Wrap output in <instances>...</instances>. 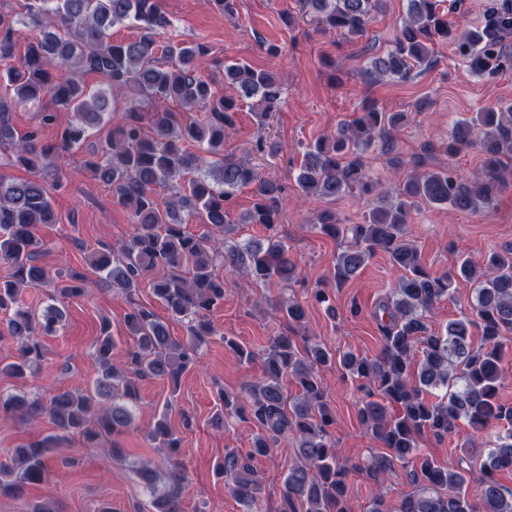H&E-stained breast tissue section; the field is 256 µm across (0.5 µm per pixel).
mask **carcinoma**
I'll list each match as a JSON object with an SVG mask.
<instances>
[{"instance_id":"cac0c4a2","label":"carcinoma","mask_w":512,"mask_h":512,"mask_svg":"<svg viewBox=\"0 0 512 512\" xmlns=\"http://www.w3.org/2000/svg\"><path fill=\"white\" fill-rule=\"evenodd\" d=\"M301 11L311 13L327 33L348 38L363 35L370 12L380 0H299ZM439 0H408L406 18L391 46L373 57L366 73L374 80L410 78L414 67L427 63L435 38H448V16L438 10ZM17 23L0 19V145L14 149L15 162L33 173L30 179L0 175V263L8 265L10 279L0 281V310L12 311L10 335L18 356L4 370L23 378L43 355L41 337L62 327L64 309L48 306L42 317L20 304L27 288L53 285L63 297L86 292L88 281L76 274L49 276L38 263L44 253L39 235L43 224L56 223L52 195L42 174L55 171V159L77 149L89 132L110 126L106 140L86 161L95 176L112 187L113 198L130 215L132 232L115 247L88 253L86 262L98 274V283L131 294L151 271L166 272L152 281L154 295L170 318L187 323L189 341L172 338L168 325L146 308H136L127 318L132 344L124 351L123 370L112 363L117 343L109 319H101L95 340L97 375L85 391H62L49 403L24 395H0V417L49 416L56 433L35 440L0 461V496L20 497L40 485L61 457L62 437L76 435L90 444L113 438L108 452L114 460L126 458L115 438L133 423L138 401V381L155 377L178 384L197 361L198 346L217 335L209 315L224 302V279L214 273L217 259L224 268L255 283L277 278L284 282L298 276L288 246L275 234L285 205L281 184L261 179L256 170L224 155V132L234 126L239 102L253 101L259 118L281 103V77L235 60L224 62V84L234 93L221 95L215 82L202 74L199 63L210 54L201 41L158 44L156 36L171 27L160 0H25ZM37 29L24 55L15 58L20 29ZM131 26L139 36L115 40L112 29ZM512 31V8H494L484 25L466 31L457 40L460 54L479 72L497 67L496 48ZM98 76L101 85H88L85 77ZM129 89L127 106L109 109L106 90ZM172 101L182 112L204 111L202 119L185 121L181 112H153L144 123L136 96ZM51 99L54 109L42 104ZM19 107L41 112L40 125H57L52 141L40 129L16 137L9 115ZM408 112H382L363 108L336 133L309 145L296 176L299 193L326 203L346 195L369 194L374 185L363 156L380 140L394 143L392 133L409 120ZM195 143L201 150L188 149ZM478 144L483 159L482 177L467 180L447 168L427 170L420 159L404 175L398 201L383 209H370L362 224H344L336 212L323 208L313 228L343 244L334 260L336 283L349 281L378 250L404 272L380 309L388 321L382 325L380 353L368 358L351 351L336 356L319 341L298 346L286 334L270 338L264 378L244 388L246 401L222 393L223 409L214 426L224 419L243 417L258 427L246 455L230 453L218 461L217 474L225 477L244 512H259V478L253 460L265 455L284 435L295 438V459L288 465L282 486L281 512H350L347 479L350 471L365 472L378 490L367 512H390L380 487L396 464H407L416 455L417 438L430 434L437 440L451 438L459 423L482 430L493 428L488 441L483 478L470 491L469 463L465 457L440 465L425 457L410 470L416 490L405 495L397 512H512V488L499 475L512 473V404L499 398L505 375V335L512 333V247L480 261L455 260L443 274L429 273L407 239L411 210L418 202L446 206L457 212L476 213L489 207L512 175V104L483 108L452 127L444 149L448 155ZM257 183L253 208L246 224H260L270 232L267 246L227 238L234 232L228 223V204L237 190ZM168 198L161 201L156 191ZM200 217L197 234L183 230L182 212ZM473 287L471 313L448 323L441 331L430 326L434 306L451 296L455 285ZM288 324L302 325L306 311L291 301L279 307ZM481 330V344L474 347L469 328ZM422 360L414 363V352ZM353 379L377 384L374 399L362 402L360 422L377 437L386 451L350 466L340 462L330 439L334 417L326 402L321 372L335 366ZM291 379L300 394L288 401L283 379ZM448 391L438 402L427 398L432 390ZM146 439L176 454L181 439L167 412L155 420ZM138 475L149 491L152 512H180L179 492L184 479L173 464L170 482L161 489L148 462Z\"/></svg>"}]
</instances>
